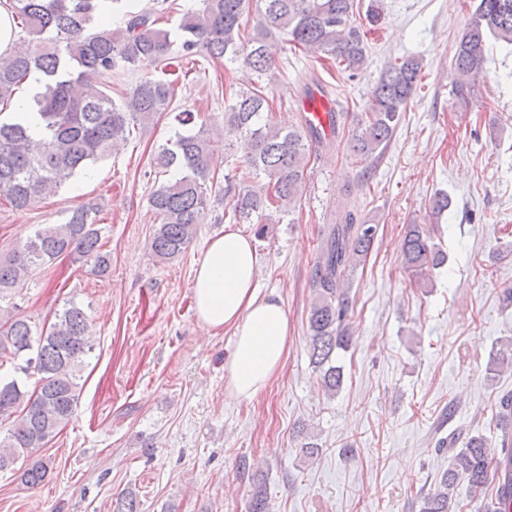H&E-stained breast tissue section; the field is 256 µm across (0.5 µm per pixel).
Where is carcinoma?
I'll list each match as a JSON object with an SVG mask.
<instances>
[{
    "mask_svg": "<svg viewBox=\"0 0 512 512\" xmlns=\"http://www.w3.org/2000/svg\"><path fill=\"white\" fill-rule=\"evenodd\" d=\"M121 1L127 5L124 21L114 26L105 20L106 5ZM9 2L30 48L0 54V106L7 107L30 73L44 76V91L37 98L39 137L14 114L0 111V195L18 211L57 192L76 171L104 158L133 129L168 110L175 81L166 72L176 58H241L259 81L273 69L285 43L333 59L353 75L365 63L367 31L354 24L355 0H201L202 6L181 13L172 29L159 27L172 13L168 0H153L146 8L134 0ZM491 38L512 44V0H477L451 61L450 94L457 100L468 99L483 74ZM141 66L160 75L144 76L115 101L109 94L112 77ZM422 69V60L415 56L389 62L350 140L354 156L366 161L383 153L422 82ZM174 121V137L159 145L151 162L161 174L180 171L149 196L155 216L150 249L161 261L185 251L219 201L212 197L215 174L208 163L216 148L224 146L238 161L224 175V208L238 224H260L257 233L262 237L273 215L281 221L294 212L312 147L326 139L304 114L296 125L278 124L265 87L258 84L232 92L224 105V127L235 135L230 142L212 137L196 112H178ZM97 224L99 207L89 201L73 209L65 223L38 228L8 258L0 259V300L21 294L35 269L64 254L96 275H106L111 258ZM376 236L377 225L348 211L320 245L313 273L317 299L308 316L310 362L330 393L343 383L336 351L348 349L352 340L346 324L350 299L341 282L368 255ZM401 254L418 283L445 262L443 252L431 243L430 230L421 224L408 226ZM91 327L89 316L72 301L48 326L17 314L0 322V367L23 359L21 372L36 375L31 391L14 378H0V421L9 424L0 436V471L45 447L69 422L77 406L80 372L93 349ZM501 431L498 445L505 456L497 462L498 482L492 489L491 440L455 430L440 438L439 447L448 449V469L434 490L421 496L419 512H462L464 505L455 494L462 479L470 501L485 512H512V431ZM49 470L50 461L35 458L21 481L35 488ZM248 512H270L266 486L257 476L252 478Z\"/></svg>",
    "mask_w": 512,
    "mask_h": 512,
    "instance_id": "1",
    "label": "carcinoma"
}]
</instances>
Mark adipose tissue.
Wrapping results in <instances>:
<instances>
[{
	"mask_svg": "<svg viewBox=\"0 0 512 512\" xmlns=\"http://www.w3.org/2000/svg\"><path fill=\"white\" fill-rule=\"evenodd\" d=\"M258 268L251 237L228 224L208 244L192 284L201 327L234 337L224 393L237 401L256 399L278 377L291 340L283 303L258 292Z\"/></svg>",
	"mask_w": 512,
	"mask_h": 512,
	"instance_id": "1",
	"label": "adipose tissue"
}]
</instances>
